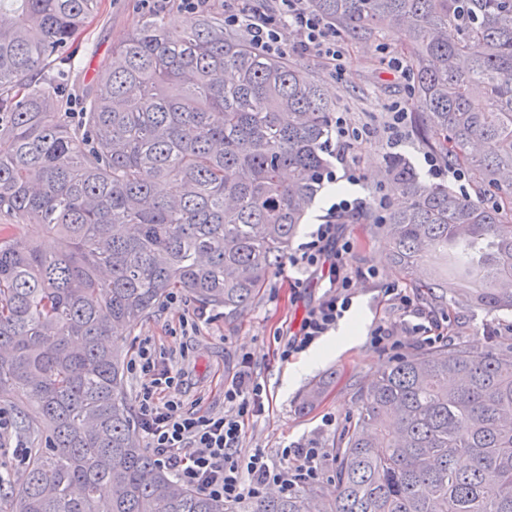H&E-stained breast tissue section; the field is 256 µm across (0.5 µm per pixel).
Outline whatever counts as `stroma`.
<instances>
[{
  "label": "stroma",
  "mask_w": 512,
  "mask_h": 512,
  "mask_svg": "<svg viewBox=\"0 0 512 512\" xmlns=\"http://www.w3.org/2000/svg\"><path fill=\"white\" fill-rule=\"evenodd\" d=\"M142 16L136 0H104L102 17L90 27L88 40L73 59L76 70L93 76L99 59L110 54L113 45L132 32ZM345 46L347 72L340 82L329 75L319 59L296 53L290 54L289 59L320 80L325 94L335 101L337 112L343 113L352 126L368 129V137L355 142L349 151L363 180L345 193L346 198L365 206L373 202L383 183L381 165L390 150L388 111L393 103H409L410 93L407 84L399 82L379 63L377 46L350 39ZM417 127V122H409L397 151L427 181L431 175L424 157L434 153L440 134L432 129L421 133ZM336 222L340 235L354 244L350 255L353 269L375 270L376 277L356 284L353 307L362 315L356 343L302 376L292 388L284 386L290 365L276 356L277 337L300 320L305 308L321 295L322 288L312 280L301 293H294L290 283L301 272L286 263L273 270L256 297L233 314L203 305L188 291H178L176 299H165L124 334L121 348L124 357H132L139 342L149 338L159 349L177 353L175 367L180 381L171 394L185 407L202 412L223 410L225 379L237 371L242 355H251L270 405L250 422L244 448L264 449L275 460L284 446L316 441L328 453L319 482L327 491L336 485L339 457L335 444L356 414L361 392L395 354L372 348L369 343L371 329L392 317L380 288L387 282L405 280L380 229L364 223L357 213L338 216ZM199 309L205 310V321L198 330L183 332L182 317ZM423 313L433 326L434 343H427L420 336L402 337V354L420 353L434 344L480 351L492 339L500 354L512 353V311L489 314L452 303L439 310L424 308ZM316 382L322 386L318 402L309 411H300L301 396ZM327 416L333 418V425H324Z\"/></svg>",
  "instance_id": "35a3bbf8"
}]
</instances>
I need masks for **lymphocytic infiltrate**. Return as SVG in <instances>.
Here are the masks:
<instances>
[{
	"label": "lymphocytic infiltrate",
	"mask_w": 512,
	"mask_h": 512,
	"mask_svg": "<svg viewBox=\"0 0 512 512\" xmlns=\"http://www.w3.org/2000/svg\"><path fill=\"white\" fill-rule=\"evenodd\" d=\"M224 26L245 28L255 49L269 54L294 50L322 60L335 79L345 73V50L335 30L310 10L307 0H274L273 6H258L256 0H224ZM355 205L341 200L332 205V215L318 225L310 239L301 243L288 262L292 267L319 273L324 292L308 306L298 328L277 354L288 361L308 349L335 328L352 306L358 276L352 271L350 240L336 235V213ZM382 296L393 319L377 324L370 332L373 347H395L402 333L431 336L422 324V313L413 293L399 283L386 284ZM129 372L142 384L138 395L139 426L156 462L172 471L178 481L204 494L229 503L263 499L269 491L288 495L320 481L325 451L316 445L282 448L280 463L271 462L263 450L243 453L240 445L246 427L265 411L268 397L250 356H242L239 368L224 383L221 413L185 409L182 401L165 397L178 383L173 360L144 339L128 364Z\"/></svg>",
	"instance_id": "lymphocytic-infiltrate-1"
}]
</instances>
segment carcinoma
Wrapping results in <instances>:
<instances>
[{"label":"carcinoma","instance_id":"carcinoma-1","mask_svg":"<svg viewBox=\"0 0 512 512\" xmlns=\"http://www.w3.org/2000/svg\"><path fill=\"white\" fill-rule=\"evenodd\" d=\"M308 3L352 40L405 33L419 125L442 131L473 189L422 183L390 154L383 179L404 203L364 221L408 275L458 251L463 281L412 282L429 304L512 310V0ZM102 4L0 0V401L44 439L0 512H234L143 448L118 339L176 290L229 313L258 294L323 185L334 104L224 32L215 2L176 30L145 14L112 47L121 63L81 85L70 60ZM338 456L331 495L257 512H512V359L439 346L389 362Z\"/></svg>","mask_w":512,"mask_h":512}]
</instances>
